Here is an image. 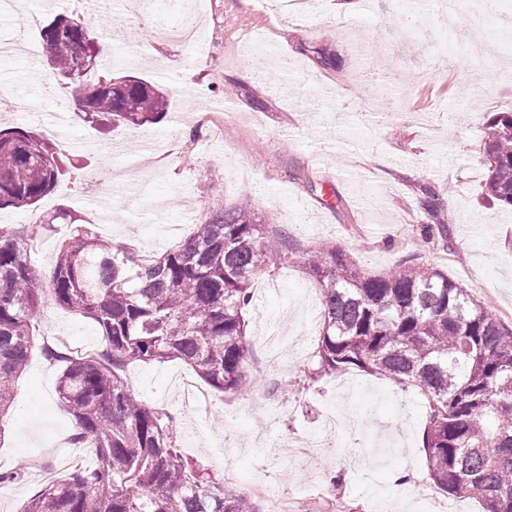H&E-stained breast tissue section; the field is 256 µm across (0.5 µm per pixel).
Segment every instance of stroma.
<instances>
[{
  "label": "stroma",
  "mask_w": 512,
  "mask_h": 512,
  "mask_svg": "<svg viewBox=\"0 0 512 512\" xmlns=\"http://www.w3.org/2000/svg\"><path fill=\"white\" fill-rule=\"evenodd\" d=\"M308 0L297 20L269 0H204L202 47L158 39L188 13L186 0H149L140 18L115 21L116 0L94 13L103 51L130 45L127 71L158 84L177 75L193 87L171 90L167 116L137 128H89L72 118L66 139L79 145L77 168L64 174L41 211L71 207L99 236L133 249L171 247L189 232L183 196L199 215L249 201L268 229L285 233L288 253L262 271L247 311L251 336L280 330L286 354L253 344L248 371L255 384L231 395L208 390L212 416L192 418L176 383L193 378L178 360L129 365L128 386L147 404L177 417V444L216 479L262 483L283 493L305 487V512L327 495L375 501L378 512H483L472 499L449 500L421 482L426 411L420 393L353 372L308 385L319 332L305 326L304 300L320 295L304 269L308 250L324 245L353 255L372 273L424 264L469 288L512 328V210L481 195L482 148L490 113L512 112V35L487 18L476 41L481 56L452 42L427 21L422 39L403 31L416 0ZM25 25L0 18V31L23 27L38 39L54 16L72 15L66 0H27ZM225 112L223 126L213 113ZM155 137L163 163L131 167L110 155L112 144ZM445 191L448 245L423 234L418 207L425 187ZM39 334L0 425V466L22 464L23 482L0 489V512H19L48 478L76 464L73 419L57 398L60 368L42 348L65 336L87 349L102 346L100 328L44 301ZM330 409L343 415L351 445L346 458L316 452L298 460L281 452L288 438L312 433Z\"/></svg>",
  "instance_id": "stroma-1"
}]
</instances>
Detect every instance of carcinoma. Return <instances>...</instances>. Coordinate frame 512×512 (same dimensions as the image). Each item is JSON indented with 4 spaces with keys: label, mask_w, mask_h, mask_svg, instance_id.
Listing matches in <instances>:
<instances>
[{
    "label": "carcinoma",
    "mask_w": 512,
    "mask_h": 512,
    "mask_svg": "<svg viewBox=\"0 0 512 512\" xmlns=\"http://www.w3.org/2000/svg\"><path fill=\"white\" fill-rule=\"evenodd\" d=\"M57 17L41 29L54 70L72 81L84 119L141 126L166 117L164 89L136 76L84 83L77 56L98 58L101 34L89 20L50 41ZM484 194L512 208V112L491 118L483 143ZM71 155L31 129H0V210L34 208ZM443 191L425 189L420 210L442 221ZM59 245L49 292L55 303L96 323L97 355L43 348L62 366L57 393L73 418L71 439L93 446L94 462L46 482L20 512H261L247 489L226 487L178 448L175 419L139 400L124 380L133 362L178 359L211 388L249 384L245 310L254 276L285 258L261 218L242 201L217 209L178 244L138 258L85 224H70ZM321 286L322 328L310 379L351 370L415 388L426 404V478L457 498L512 512V329L504 327L444 272L411 266L373 274L327 247L305 261ZM44 286L30 263L24 231L0 225V421L35 341Z\"/></svg>",
    "instance_id": "carcinoma-1"
}]
</instances>
